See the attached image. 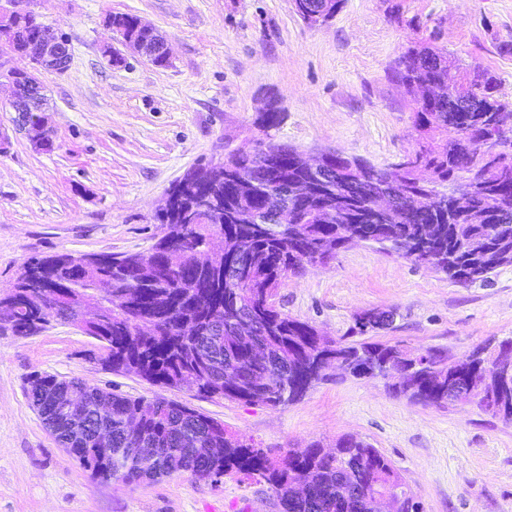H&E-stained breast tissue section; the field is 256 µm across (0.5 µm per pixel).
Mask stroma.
<instances>
[{"label":"stroma","mask_w":512,"mask_h":512,"mask_svg":"<svg viewBox=\"0 0 512 512\" xmlns=\"http://www.w3.org/2000/svg\"><path fill=\"white\" fill-rule=\"evenodd\" d=\"M66 33L68 69L45 76L50 109L19 123L0 80V290L19 265L55 253L148 252L159 213L187 171L266 143L331 149L383 166L417 148L411 98L391 66L411 45L485 69L512 103V0H344L306 24L292 0H32ZM127 13L168 41L163 66L128 50L106 25ZM121 56L110 64V53ZM279 113L267 126L268 109ZM49 139L37 145L35 132ZM279 309L324 334L350 335L359 315L395 311L383 343L470 354L512 336V267L489 285L359 244L289 276ZM92 338L52 323L37 335L0 331V512H278L265 484L176 474L128 486L94 479L59 446L27 395L30 373L78 377L148 401L162 397L224 423L280 455L355 435L391 460L421 512H512V422L463 402L438 407L383 380L331 376L281 407L209 399L103 369Z\"/></svg>","instance_id":"35a3bbf8"}]
</instances>
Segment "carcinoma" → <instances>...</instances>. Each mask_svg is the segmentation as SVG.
<instances>
[{
	"instance_id": "obj_1",
	"label": "carcinoma",
	"mask_w": 512,
	"mask_h": 512,
	"mask_svg": "<svg viewBox=\"0 0 512 512\" xmlns=\"http://www.w3.org/2000/svg\"><path fill=\"white\" fill-rule=\"evenodd\" d=\"M108 26L127 40L150 38L134 15L112 14ZM9 28L7 41L17 51L51 37L50 27L32 11L14 14ZM394 72L409 94L424 83L440 90L430 99H412L419 149L407 161L430 172L426 186L415 183L411 168H378L360 159L356 173L350 174L359 192L341 215L336 199L343 182L332 190L296 195L295 186L310 179L296 162L300 151L270 143L253 153H235L220 166L189 171L175 182L168 191L171 206L158 215L167 234L148 253L99 252L97 272L83 277L53 255L26 259L19 269L38 263L59 290L70 294L66 300L58 297V290L43 296L42 304L53 309V321L68 322L79 303L112 290V320L96 324V334L112 345V371L132 372L152 384L178 389L183 380L193 378L198 393L206 397L286 405L320 382L318 365L337 356L348 364L351 377L389 379L393 393L427 405H448L450 381L463 387L471 381L485 384L488 404L502 395L512 400L507 382L496 380L493 356L495 348L512 346V337L490 339L477 349L473 375L458 372L440 349L417 355L399 344L364 337L392 325V315L372 312L367 322L356 321L352 331L361 340H333L275 305L288 276L307 266L329 264L353 237L416 264L428 261L457 284H489L497 270L512 266V151L504 150L512 148V138L495 122L498 115L512 120V112L499 113L506 104L495 76L482 71L469 78L448 62V53L429 45L408 49L395 60ZM467 135L498 140V156L468 147ZM389 176L398 178L408 195L384 221L376 222L373 195ZM471 178L484 180V185L470 210L449 209L448 189ZM198 192L216 200L221 214L206 223L185 224L181 212ZM280 205L292 215L286 224L276 220ZM217 237L224 254L233 256L242 240L249 241L239 267L199 265L197 254L209 250ZM40 305H22L11 320L0 322V329L30 335ZM247 312L254 314L256 325L243 336L239 318ZM399 367L404 374L397 378ZM255 377L266 384L252 388ZM73 388L84 391L78 410L64 399ZM27 394L40 409L43 424L53 426L60 440L98 429L112 434L109 448L71 443L70 454L102 482L120 479L139 486L181 472L210 475L217 482L234 471L265 483L280 512H370V493L388 492L402 481L384 454L353 435L338 437L333 455L312 442L275 459L217 419L173 400L155 399L153 416L141 420L133 433L129 423L137 415L139 398L82 378L47 373L36 374ZM214 447L224 449V455H208L206 449ZM297 478L310 483L311 492L304 498L288 495Z\"/></svg>"
}]
</instances>
